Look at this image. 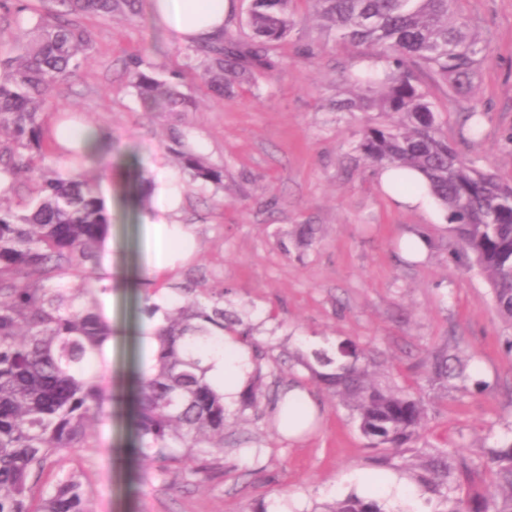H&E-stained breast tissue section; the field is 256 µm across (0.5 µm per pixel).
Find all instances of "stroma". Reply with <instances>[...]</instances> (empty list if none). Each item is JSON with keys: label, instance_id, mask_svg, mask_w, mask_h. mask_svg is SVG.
Segmentation results:
<instances>
[{"label": "stroma", "instance_id": "stroma-1", "mask_svg": "<svg viewBox=\"0 0 512 512\" xmlns=\"http://www.w3.org/2000/svg\"><path fill=\"white\" fill-rule=\"evenodd\" d=\"M461 9L489 45L471 92L452 97L428 75L420 80L448 139L512 183V0H461ZM307 12L301 0L298 24L279 50L286 67L221 98L208 93L198 72L182 71V43L150 12L81 17L93 47L51 91L44 110L47 130L76 120L108 135L83 173L112 215L98 270L112 284L103 298L116 334L109 378L121 387L128 382L118 355L144 320L146 296L135 280L145 208L131 191L126 162L136 154L148 177L177 171L168 151L176 128L187 133L194 152L223 167L224 187L180 177L176 219L193 227L199 249L163 278L164 295L174 296L179 286L224 288L236 309L249 312L268 352L267 404L305 375L288 359L298 339L311 348L348 341L381 366V383L425 395L429 421L416 443L421 452L456 446L479 458L484 448L512 438V323L497 313L486 280L458 259L445 210L402 209L380 189L356 144L362 127L381 121V114L332 109L357 51L335 44L314 57L302 54L301 45L318 35ZM137 58L164 79L180 72L196 110L145 111L127 80ZM473 104L486 114L485 134L464 143L459 115ZM304 224L317 229L309 245L299 239ZM416 227L428 231L432 245L413 261L397 244ZM270 310L277 322L267 321ZM444 345L469 367L465 382L440 392L428 384L422 361ZM308 392L322 407L315 431L291 440L269 412H245L224 432L223 475L209 480L163 478L122 455L129 439L117 413L109 412L107 423L94 429L95 447L73 462L90 484L93 512H257L262 505L275 512L285 497L292 512H311L347 495L355 471L374 469L372 452L342 405L317 386Z\"/></svg>", "mask_w": 512, "mask_h": 512}]
</instances>
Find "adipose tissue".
<instances>
[{"mask_svg":"<svg viewBox=\"0 0 512 512\" xmlns=\"http://www.w3.org/2000/svg\"><path fill=\"white\" fill-rule=\"evenodd\" d=\"M149 9L159 15L173 36L189 44L217 39L224 32L228 15L233 11L232 0H148ZM409 180L417 183L412 193H397L392 189L394 180ZM378 183L383 192L389 193L399 207L421 210L432 204L424 177L414 171H379ZM159 188L156 192V216L144 217L143 250L145 257L140 266L142 282H152L175 269L176 265L193 254L198 248L196 234L188 224L173 221V214L182 201L176 177L160 171L157 175ZM207 379L223 393L224 402L235 406L254 364L249 354L241 352L233 343L212 352Z\"/></svg>","mask_w":512,"mask_h":512,"instance_id":"adipose-tissue-1","label":"adipose tissue"}]
</instances>
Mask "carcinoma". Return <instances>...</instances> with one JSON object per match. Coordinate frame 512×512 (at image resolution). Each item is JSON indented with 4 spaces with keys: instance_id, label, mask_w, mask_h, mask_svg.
Wrapping results in <instances>:
<instances>
[{
    "instance_id": "cac0c4a2",
    "label": "carcinoma",
    "mask_w": 512,
    "mask_h": 512,
    "mask_svg": "<svg viewBox=\"0 0 512 512\" xmlns=\"http://www.w3.org/2000/svg\"><path fill=\"white\" fill-rule=\"evenodd\" d=\"M141 0H54L15 36L14 55L0 59V512H91V491L74 470L45 482L48 470L91 447V427L104 406L120 402L107 380L106 344L112 323L101 299H83L69 279L88 278L101 266L111 214L97 185L44 165L53 154L45 137L47 96L92 48L73 15L136 16ZM297 0H250L246 31L183 48V69L200 71L222 96L244 81L283 66L277 50L297 24ZM336 43L366 46L349 71L350 95L339 112H379L357 149L377 169L416 170L447 213L451 232L470 267L488 282L499 314L512 321V185L484 172L448 143L438 111L418 73L459 92L478 68L487 42L470 29L461 0H304ZM128 84L148 112L183 114L195 101L176 84L157 78L139 58ZM485 112H463L461 139L483 137ZM174 136L169 152L193 181L224 188V169L208 163ZM27 174L20 190L16 173ZM183 301L160 311L157 348L148 375L136 373L129 414L130 453L162 474L224 469V429L239 414L257 410L264 343L234 310L224 289H184ZM229 335L251 352L255 374L237 407L206 379L205 360ZM335 356L328 349L296 350L309 378L348 411L385 462L409 474L436 496L435 512H512V441L470 459L457 448L411 453L428 421L424 397L412 387L379 383L371 358L350 342ZM431 387L466 378L468 362L442 348L425 361ZM381 484L367 496L350 493L314 512H386Z\"/></svg>"
}]
</instances>
